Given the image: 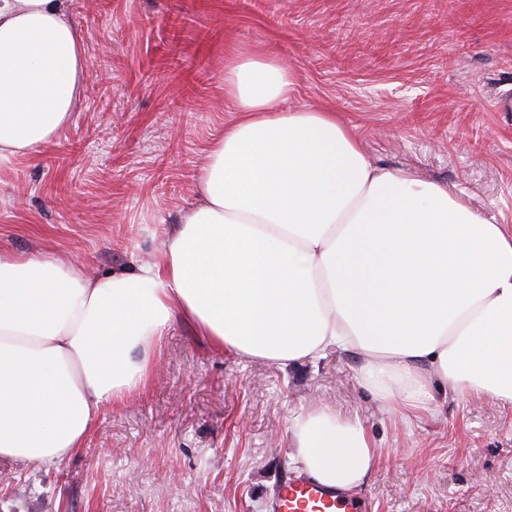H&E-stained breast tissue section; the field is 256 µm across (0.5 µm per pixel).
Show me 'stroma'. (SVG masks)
Segmentation results:
<instances>
[{"mask_svg":"<svg viewBox=\"0 0 512 512\" xmlns=\"http://www.w3.org/2000/svg\"><path fill=\"white\" fill-rule=\"evenodd\" d=\"M86 67L61 131L0 168V253L104 274L150 257L194 201L231 114L224 59L256 47L338 112L369 159L512 224V0H67ZM152 379L104 408L82 448L0 464V512H273L301 477L288 427L330 407L377 456L372 512H512V407L438 400L386 416L332 352L288 368L217 350L175 319Z\"/></svg>","mask_w":512,"mask_h":512,"instance_id":"stroma-1","label":"stroma"}]
</instances>
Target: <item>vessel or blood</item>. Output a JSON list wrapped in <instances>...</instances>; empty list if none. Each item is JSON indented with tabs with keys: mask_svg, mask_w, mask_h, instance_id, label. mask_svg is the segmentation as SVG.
<instances>
[{
	"mask_svg": "<svg viewBox=\"0 0 512 512\" xmlns=\"http://www.w3.org/2000/svg\"><path fill=\"white\" fill-rule=\"evenodd\" d=\"M275 509L276 512H371L372 505L311 479H289L279 487Z\"/></svg>",
	"mask_w": 512,
	"mask_h": 512,
	"instance_id": "obj_1",
	"label": "vessel or blood"
}]
</instances>
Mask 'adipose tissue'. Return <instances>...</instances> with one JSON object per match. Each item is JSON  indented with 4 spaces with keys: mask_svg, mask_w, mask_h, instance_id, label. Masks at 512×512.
Returning a JSON list of instances; mask_svg holds the SVG:
<instances>
[{
    "mask_svg": "<svg viewBox=\"0 0 512 512\" xmlns=\"http://www.w3.org/2000/svg\"><path fill=\"white\" fill-rule=\"evenodd\" d=\"M84 67L66 0H0V165L68 121ZM296 88L274 56L227 59L233 118L152 261L90 275L0 254V461L81 448L103 407L148 381L178 314L282 368L353 354L389 415L431 413L440 394L512 405V225L373 164L335 112L293 105ZM289 433L330 488L357 489L376 459L364 424L325 407Z\"/></svg>",
    "mask_w": 512,
    "mask_h": 512,
    "instance_id": "adipose-tissue-1",
    "label": "adipose tissue"
}]
</instances>
